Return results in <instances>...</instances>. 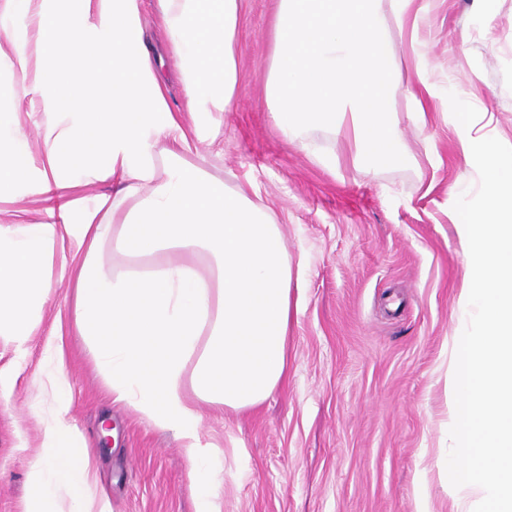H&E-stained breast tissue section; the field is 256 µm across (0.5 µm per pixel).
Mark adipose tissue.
I'll list each match as a JSON object with an SVG mask.
<instances>
[{
  "label": "adipose tissue",
  "mask_w": 512,
  "mask_h": 512,
  "mask_svg": "<svg viewBox=\"0 0 512 512\" xmlns=\"http://www.w3.org/2000/svg\"><path fill=\"white\" fill-rule=\"evenodd\" d=\"M415 0H278L265 80L270 115L290 142L322 130L345 140L354 167L410 162L390 102L411 99L425 126L430 84L396 75L392 28L420 56ZM188 110L231 111L241 0H159ZM0 203L59 197L61 220L0 224V337L39 323L56 248L83 262L69 286L79 335L114 401L182 440L201 463L200 403L254 409L286 369L292 262L265 205L191 162L170 112L161 65L143 38L139 0H0ZM44 119L28 132L23 105ZM112 184L91 197L83 186ZM86 440L60 401L28 463L26 512H110L91 495Z\"/></svg>",
  "instance_id": "1"
}]
</instances>
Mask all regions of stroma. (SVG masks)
I'll list each match as a JSON object with an SVG mask.
<instances>
[{"label": "stroma", "instance_id": "obj_1", "mask_svg": "<svg viewBox=\"0 0 512 512\" xmlns=\"http://www.w3.org/2000/svg\"><path fill=\"white\" fill-rule=\"evenodd\" d=\"M277 2L242 0L235 108L194 116L158 0H140L190 159L261 199L300 266L286 381L253 410H203L202 436L218 448L212 494L221 512H416L424 498L448 512L437 476L451 448L445 371L469 318L459 304L467 258L453 205L475 191L478 173L446 103L455 93L487 136L512 146V0H416L425 77L440 93L428 99L422 129L404 97L391 104L415 165L367 173L343 141L311 131L336 156L328 167L274 125L264 77ZM67 293L66 281H54L32 335L0 339V512H26L28 462L55 404L33 379L57 349L111 512H197L196 465L173 432L113 402L91 341L75 333Z\"/></svg>", "mask_w": 512, "mask_h": 512}]
</instances>
